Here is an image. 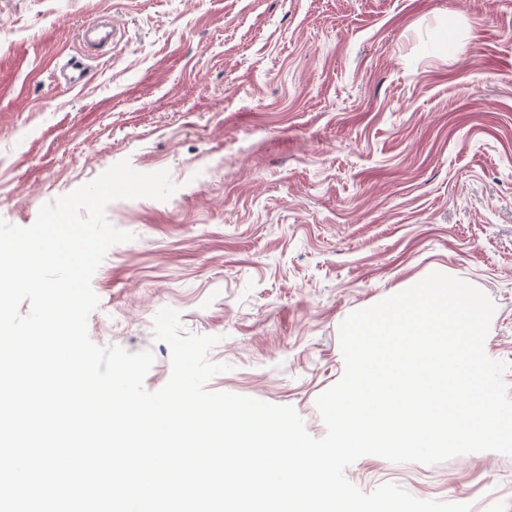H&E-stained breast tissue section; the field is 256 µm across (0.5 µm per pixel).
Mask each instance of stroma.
Segmentation results:
<instances>
[{
  "mask_svg": "<svg viewBox=\"0 0 512 512\" xmlns=\"http://www.w3.org/2000/svg\"><path fill=\"white\" fill-rule=\"evenodd\" d=\"M101 15L116 36L90 58ZM1 29L0 219L31 226L125 159L177 186L107 206L132 239L91 282L90 339L152 350L147 390L171 373L153 337L170 307L218 339L230 369L208 390L293 406L323 437L342 322L441 272L495 303L484 351L512 394V0H0ZM72 57L85 84L56 85ZM345 475L512 512L496 452Z\"/></svg>",
  "mask_w": 512,
  "mask_h": 512,
  "instance_id": "stroma-1",
  "label": "stroma"
}]
</instances>
